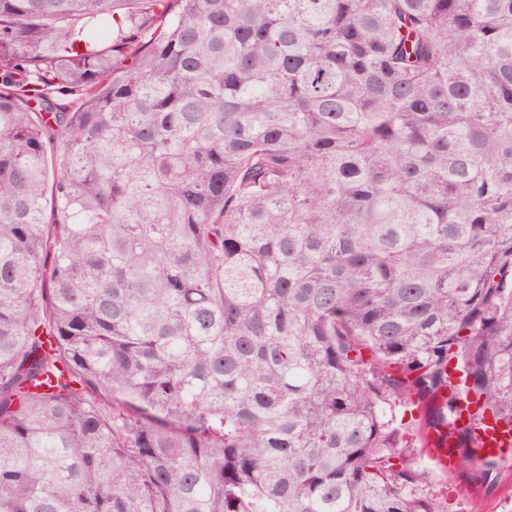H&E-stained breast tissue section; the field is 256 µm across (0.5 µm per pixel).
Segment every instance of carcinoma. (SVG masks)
<instances>
[{
  "instance_id": "obj_1",
  "label": "carcinoma",
  "mask_w": 512,
  "mask_h": 512,
  "mask_svg": "<svg viewBox=\"0 0 512 512\" xmlns=\"http://www.w3.org/2000/svg\"><path fill=\"white\" fill-rule=\"evenodd\" d=\"M114 2L0 0V512L493 490L512 0ZM476 433L480 455L491 459L505 458V454L512 446L510 430L489 417Z\"/></svg>"
}]
</instances>
